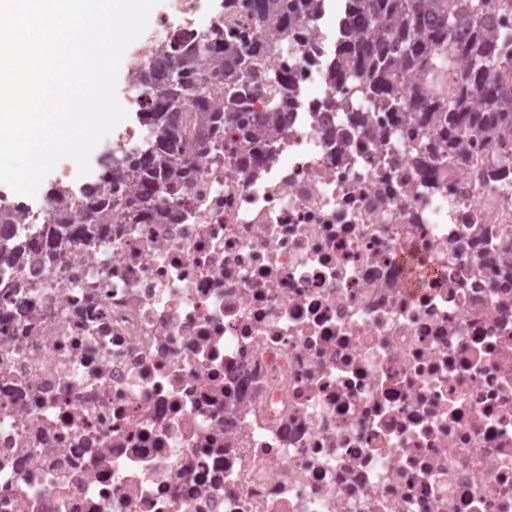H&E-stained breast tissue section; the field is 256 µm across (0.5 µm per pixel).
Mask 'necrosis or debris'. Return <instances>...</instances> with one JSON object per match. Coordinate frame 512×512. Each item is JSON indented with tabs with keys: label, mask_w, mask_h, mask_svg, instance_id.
Instances as JSON below:
<instances>
[{
	"label": "necrosis or debris",
	"mask_w": 512,
	"mask_h": 512,
	"mask_svg": "<svg viewBox=\"0 0 512 512\" xmlns=\"http://www.w3.org/2000/svg\"><path fill=\"white\" fill-rule=\"evenodd\" d=\"M177 12L132 65L202 20L254 36ZM335 21L276 60L273 159L0 273V512H512V170L330 106Z\"/></svg>",
	"instance_id": "obj_1"
}]
</instances>
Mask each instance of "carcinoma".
Listing matches in <instances>:
<instances>
[{"instance_id": "carcinoma-1", "label": "carcinoma", "mask_w": 512, "mask_h": 512, "mask_svg": "<svg viewBox=\"0 0 512 512\" xmlns=\"http://www.w3.org/2000/svg\"><path fill=\"white\" fill-rule=\"evenodd\" d=\"M324 0H225L252 16L258 36L241 38L231 27H211L161 46L131 78L150 105L148 135L135 156L115 145L102 160L99 183L72 192L53 186L35 240L0 235V268L20 273L35 252L61 265L72 242L89 249L122 208L127 224L180 220L176 205L206 156L267 161L281 135L280 112L289 88L274 59L280 41L306 51L308 28ZM338 35L326 70L329 104L383 108L403 114L420 129L446 134V143L491 135L498 166L512 169V34L491 36L489 18L512 13V0H341ZM207 48L187 53L196 42ZM463 64L457 95L404 96L402 80L418 76L434 85ZM265 102L261 111L241 107L245 98ZM191 113L194 126L179 117ZM26 206L0 207V225L19 224Z\"/></svg>"}]
</instances>
